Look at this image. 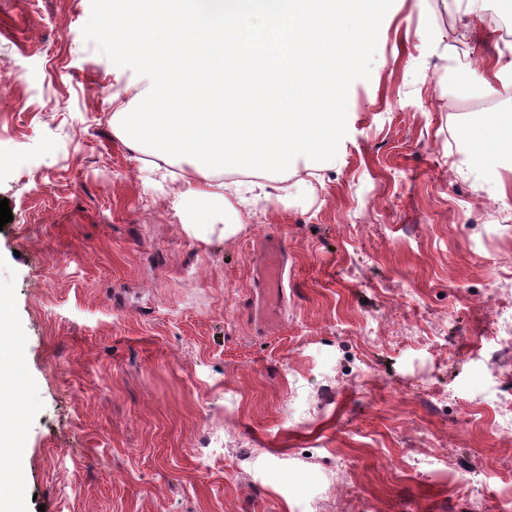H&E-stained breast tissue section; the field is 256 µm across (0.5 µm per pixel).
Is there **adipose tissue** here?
Instances as JSON below:
<instances>
[{
  "label": "adipose tissue",
  "mask_w": 512,
  "mask_h": 512,
  "mask_svg": "<svg viewBox=\"0 0 512 512\" xmlns=\"http://www.w3.org/2000/svg\"><path fill=\"white\" fill-rule=\"evenodd\" d=\"M119 26L104 31L124 58L135 61L145 82L135 95L112 94V131L128 150L149 154L151 171L171 179L180 201H202L209 210L199 222H223L225 232L242 224L241 212L269 204L272 192L260 189L252 197L239 194V186L221 175L226 162L238 173L260 176L287 166L293 153L305 154L307 170L321 167L323 156L316 140L336 134L335 94L341 88L343 68L327 76L331 95L319 98L308 78L313 62L335 55V46L324 30L338 13L354 22V40L371 39L364 0H280L279 29L296 19L298 29L288 41L271 40L265 58L282 60L264 89L275 105L271 112H227L216 105L215 87H231L239 80L233 63L244 58L242 40L256 15L250 0H231L225 12L202 6L201 0H117ZM157 34L172 33L176 42L148 45L130 37L134 28ZM184 95L183 111H165L166 103ZM306 111H297V104ZM318 111H310V104ZM179 175H172V167Z\"/></svg>",
  "instance_id": "1"
}]
</instances>
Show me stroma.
<instances>
[{
    "label": "stroma",
    "instance_id": "stroma-1",
    "mask_svg": "<svg viewBox=\"0 0 512 512\" xmlns=\"http://www.w3.org/2000/svg\"><path fill=\"white\" fill-rule=\"evenodd\" d=\"M113 2L0 0V409L24 419L0 493L20 512H512V135L472 79L512 55V0L466 38L455 0H375L318 185L290 161L228 238L188 231L193 204L112 133L113 91L140 83L97 34ZM284 257L278 245L272 244L267 252L261 277L272 300H277L283 291Z\"/></svg>",
    "mask_w": 512,
    "mask_h": 512
}]
</instances>
